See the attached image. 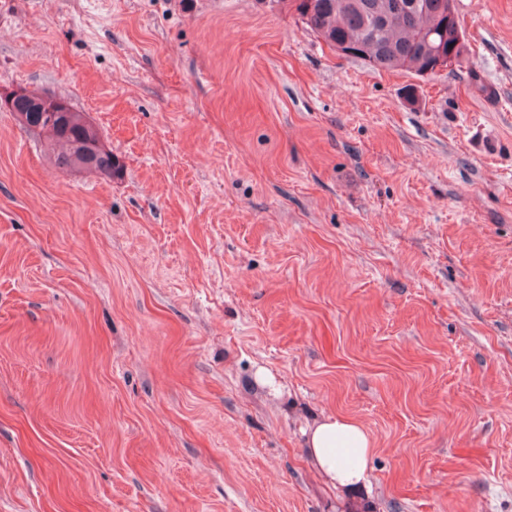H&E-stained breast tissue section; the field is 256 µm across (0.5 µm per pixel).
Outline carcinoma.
<instances>
[{
    "instance_id": "obj_1",
    "label": "carcinoma",
    "mask_w": 512,
    "mask_h": 512,
    "mask_svg": "<svg viewBox=\"0 0 512 512\" xmlns=\"http://www.w3.org/2000/svg\"><path fill=\"white\" fill-rule=\"evenodd\" d=\"M303 23L327 45H359L354 58L386 70L406 69L421 75L434 61L432 50L443 45L455 51L456 62L466 51L461 28L445 25L446 0H424L425 9L413 7L414 0H290ZM15 110L27 116L29 126L46 127V117L29 99L19 98ZM81 112L63 118L61 127L46 136L62 169L75 162V145L89 137ZM116 159L111 151L98 153L87 165L104 177L111 176Z\"/></svg>"
}]
</instances>
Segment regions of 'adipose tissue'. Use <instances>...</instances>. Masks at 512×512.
Segmentation results:
<instances>
[{
  "mask_svg": "<svg viewBox=\"0 0 512 512\" xmlns=\"http://www.w3.org/2000/svg\"><path fill=\"white\" fill-rule=\"evenodd\" d=\"M304 436L311 460L328 483L346 492L365 485L374 441L359 422L325 414L308 425Z\"/></svg>",
  "mask_w": 512,
  "mask_h": 512,
  "instance_id": "1",
  "label": "adipose tissue"
}]
</instances>
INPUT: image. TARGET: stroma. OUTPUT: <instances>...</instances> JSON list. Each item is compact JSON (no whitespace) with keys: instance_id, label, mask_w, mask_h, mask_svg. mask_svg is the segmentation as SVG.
I'll return each instance as SVG.
<instances>
[{"instance_id":"1","label":"stroma","mask_w":512,"mask_h":512,"mask_svg":"<svg viewBox=\"0 0 512 512\" xmlns=\"http://www.w3.org/2000/svg\"><path fill=\"white\" fill-rule=\"evenodd\" d=\"M457 7L421 77L273 0H0V96L122 165L0 106V512H512V0ZM22 96H31L42 112H39L30 99H17ZM5 102L9 110L15 112L17 121L23 126L29 125L44 129L47 125L45 112L53 114L52 118L65 116L61 127L53 126L55 133L47 135L45 138L53 150L57 166L62 169H72L76 156V170L86 166V169L95 170L104 177L111 178V171L113 175L116 159L112 155V151L98 153L100 150H107L100 135L96 138H88L85 143L78 144L77 151H75L76 143L89 137V130L84 121L86 120L85 115L82 112H75L66 100L46 92L19 89L15 90ZM67 112H70L69 116H66ZM92 158V163L87 165ZM303 433L308 454L328 483L346 492L365 485L374 441L359 422L324 414Z\"/></svg>"}]
</instances>
